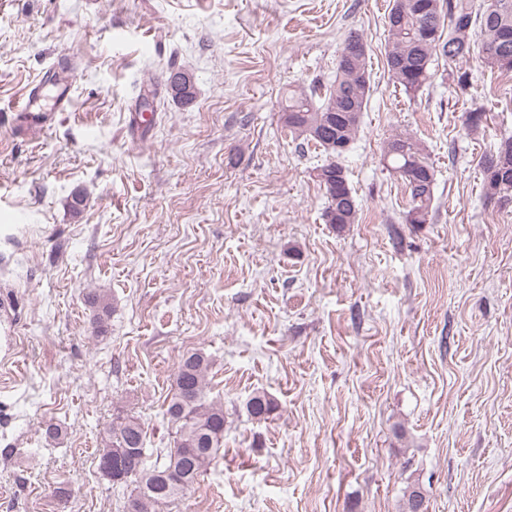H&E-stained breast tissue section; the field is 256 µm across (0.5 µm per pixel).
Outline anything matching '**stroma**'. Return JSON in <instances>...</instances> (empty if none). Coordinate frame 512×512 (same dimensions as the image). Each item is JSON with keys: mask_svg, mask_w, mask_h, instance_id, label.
Instances as JSON below:
<instances>
[{"mask_svg": "<svg viewBox=\"0 0 512 512\" xmlns=\"http://www.w3.org/2000/svg\"><path fill=\"white\" fill-rule=\"evenodd\" d=\"M388 4L0 0V512H123L131 490L98 450L126 414L147 450L168 447L166 399L195 351L224 443L162 512H403L411 482L428 512H512V204L485 198L479 166L512 136V82L474 60L459 99L438 59L406 93ZM352 31L371 96L340 159L358 216L339 230L325 156L293 141L281 100L333 84ZM60 56L76 63L68 111L21 132L17 107ZM178 69L191 103L170 94ZM401 131L435 169L426 224L383 165ZM91 292L110 302L101 333ZM258 391L269 419L246 412Z\"/></svg>", "mask_w": 512, "mask_h": 512, "instance_id": "35a3bbf8", "label": "stroma"}]
</instances>
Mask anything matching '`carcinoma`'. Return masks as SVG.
Wrapping results in <instances>:
<instances>
[{
  "label": "carcinoma",
  "mask_w": 512,
  "mask_h": 512,
  "mask_svg": "<svg viewBox=\"0 0 512 512\" xmlns=\"http://www.w3.org/2000/svg\"><path fill=\"white\" fill-rule=\"evenodd\" d=\"M385 58L391 79L407 93H417L433 77L436 58L452 63L478 55L481 63L512 80V0H485L477 9L473 0H393L385 20ZM371 92L367 47L362 36L350 32L336 63V81L328 89L317 83L288 91L283 105L289 133L314 143L325 154L315 178L325 190L328 224H353L358 209L339 159L337 146L353 144ZM485 112H466L469 135L481 134ZM383 162L400 177L408 194L409 223L426 224L432 212L435 170L422 144L395 134L385 143ZM485 197L512 203V136L480 161ZM209 362L201 353L185 357L175 373L165 415L171 424L173 447L179 457L157 454L161 463L147 465L144 423L135 416H119L109 429L110 445L99 449V464L122 483L135 485L125 512H155V507L184 494L214 459L224 441V406L209 400L206 373ZM248 414L265 419L277 404L265 393L247 402Z\"/></svg>",
  "instance_id": "carcinoma-1"
}]
</instances>
